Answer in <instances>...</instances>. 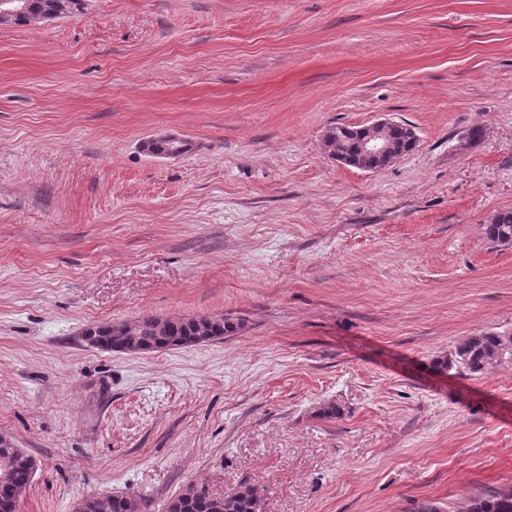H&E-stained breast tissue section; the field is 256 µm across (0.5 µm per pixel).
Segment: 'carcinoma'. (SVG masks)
Wrapping results in <instances>:
<instances>
[{
  "label": "carcinoma",
  "mask_w": 512,
  "mask_h": 512,
  "mask_svg": "<svg viewBox=\"0 0 512 512\" xmlns=\"http://www.w3.org/2000/svg\"><path fill=\"white\" fill-rule=\"evenodd\" d=\"M79 0H33L32 8L20 24L37 21L41 15L54 14L59 19L78 12ZM390 138L399 152L407 154L417 144L406 135L404 126L394 127ZM357 135L352 127L340 134H330L324 139L328 156L338 154L353 156L357 150ZM487 237L499 244L512 243V211H501L494 215L486 226ZM242 323L224 316H197L160 318L141 317L106 325H90L88 329L97 342L111 351L141 352L143 350L169 349L182 345H195L224 337L239 330ZM512 360V336L487 333L470 336L456 347L452 357L435 363L440 371L453 369L478 374L496 362ZM10 463L7 484L0 483V512H17V498L29 487L32 481V456L22 448H17L7 438H0V458ZM89 512H134L138 502L124 495H114L112 499L99 503L89 497ZM167 512H261V497L257 489L244 484L224 497H213L193 486L187 487L174 497L167 506ZM466 512H512V487L501 489L494 494L475 498L467 503Z\"/></svg>",
  "instance_id": "obj_1"
}]
</instances>
